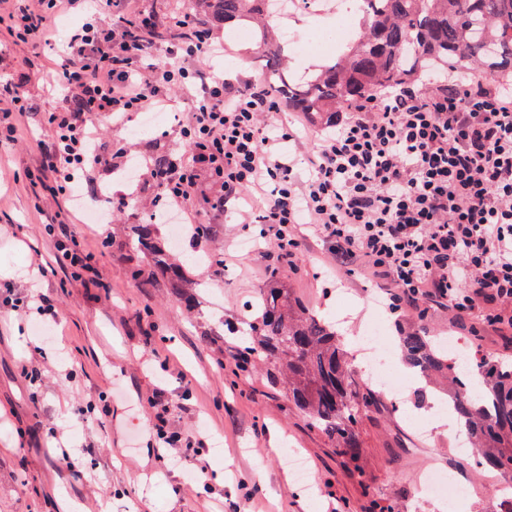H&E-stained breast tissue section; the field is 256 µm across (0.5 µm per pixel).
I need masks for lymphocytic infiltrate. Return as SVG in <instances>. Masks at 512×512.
Segmentation results:
<instances>
[{
  "instance_id": "lymphocytic-infiltrate-1",
  "label": "lymphocytic infiltrate",
  "mask_w": 512,
  "mask_h": 512,
  "mask_svg": "<svg viewBox=\"0 0 512 512\" xmlns=\"http://www.w3.org/2000/svg\"><path fill=\"white\" fill-rule=\"evenodd\" d=\"M96 2L38 0L9 16L15 42L37 48L57 41L60 16L86 13L62 52L67 92L45 114L38 181L52 200L67 197L86 166L111 165L100 120L165 106L174 91L190 104L184 136L192 160L179 176L162 174L166 205L191 208L197 176L208 172L224 188L213 209L246 200L243 223L260 225L286 259L300 255V228L310 226L337 264L383 280L391 313L442 307L472 336L482 324L512 326V90L479 81L369 95L292 158L284 145L297 134L280 120L272 91L254 80L233 86L203 69L212 33L195 13L173 18L167 49L143 36L152 18L115 29L100 22ZM44 231L56 239L55 261L38 265L26 298L52 316L55 303L41 288L50 275L103 280L80 225Z\"/></svg>"
}]
</instances>
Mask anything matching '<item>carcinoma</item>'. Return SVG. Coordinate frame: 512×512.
<instances>
[{
  "label": "carcinoma",
  "mask_w": 512,
  "mask_h": 512,
  "mask_svg": "<svg viewBox=\"0 0 512 512\" xmlns=\"http://www.w3.org/2000/svg\"><path fill=\"white\" fill-rule=\"evenodd\" d=\"M357 31L330 63L300 80L290 75L284 42L268 0H194L209 20L252 31L266 65L256 78L288 108L316 123L382 87L404 88L433 71L465 68L480 79L512 82V0H359ZM158 224L131 225V242L148 255L178 299L199 287L158 237ZM261 315L252 323L249 353L281 365L288 398L310 423L336 439L355 463L363 453L355 426L373 406L357 396L349 352L334 326L311 315L284 288L260 294ZM406 366L427 383L448 379V404L464 420L465 435L481 464L512 479V366L492 357L477 365L471 388L467 370L424 333L405 332Z\"/></svg>",
  "instance_id": "carcinoma-1"
}]
</instances>
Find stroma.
<instances>
[{
	"instance_id": "obj_1",
	"label": "stroma",
	"mask_w": 512,
	"mask_h": 512,
	"mask_svg": "<svg viewBox=\"0 0 512 512\" xmlns=\"http://www.w3.org/2000/svg\"><path fill=\"white\" fill-rule=\"evenodd\" d=\"M188 0H111L101 17L119 26L136 12L156 20L162 44H171L170 15ZM302 52L288 51L294 75L320 65L324 54L314 44L322 29L308 17L286 22ZM217 71L236 81L252 77L261 61L246 32L212 26ZM244 69H236L237 60ZM62 59L47 47L15 45L7 23H0V84H21L27 111L14 114L18 148H0V287L18 281L35 258L53 260V241L32 226L54 221L56 208L43 203L40 186L28 173L38 165L45 139L44 113L65 89L57 72ZM165 121L146 127L135 115L122 126H103V143L113 162L125 165L163 151L183 158V128L189 106L172 99ZM136 183L142 205L112 223L89 224L83 244L94 253L105 282L89 288L65 276L50 280L59 325L48 338L35 336L38 320L0 312V512H326L338 501L345 512H372L374 505L395 512H448L442 502L422 496L416 482L437 468L465 483L471 497L461 512H493L492 469L476 467L470 452L457 451L460 431L438 411L444 395L408 374L402 394L382 389L372 374L359 371L362 391L376 401L356 426L364 448L360 472H352L336 451V441L313 427L292 405L267 368L252 363L238 370L229 352L232 329L245 328L251 306L272 286L286 288L306 311L335 322L348 351H355L367 305L384 300L381 286L361 273L337 277L326 265L330 255L317 237H307L294 264L278 261L274 246L255 224L239 221L238 205L224 211L211 204L220 183L201 174L194 214L208 222L211 235L201 242L181 240L172 249L179 259L210 253L226 260L190 267L202 280L192 306L178 300L151 262L130 244V225L148 219L154 188L148 166ZM108 186L125 193L127 184L100 166L87 167L70 190L67 206L76 218L99 207L92 191ZM111 245L102 248V237ZM387 337L420 330L441 340L452 338L467 356L476 351L512 364V331L483 329L480 337L461 335L444 308L427 316L398 315L383 308ZM168 402V419L182 435L176 449L157 447L148 429L158 397ZM58 438H51L50 430ZM72 448L71 464L58 459L57 444ZM298 454L309 481L300 483L288 466Z\"/></svg>"
}]
</instances>
